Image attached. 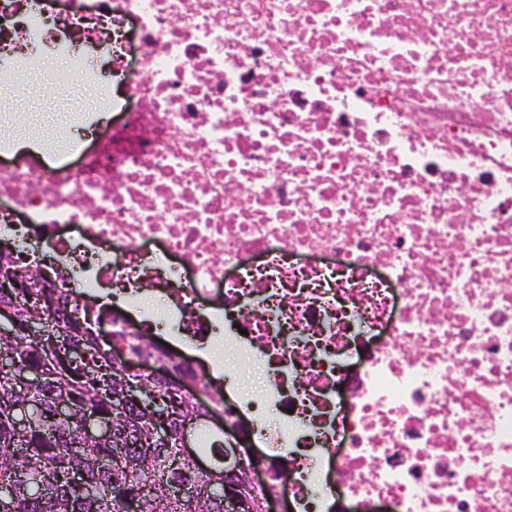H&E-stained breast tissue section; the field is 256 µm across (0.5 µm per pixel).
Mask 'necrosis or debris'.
<instances>
[{"mask_svg": "<svg viewBox=\"0 0 512 512\" xmlns=\"http://www.w3.org/2000/svg\"><path fill=\"white\" fill-rule=\"evenodd\" d=\"M35 56L112 115L0 158L48 287L265 365L295 512H512V0H0V92Z\"/></svg>", "mask_w": 512, "mask_h": 512, "instance_id": "1", "label": "necrosis or debris"}]
</instances>
